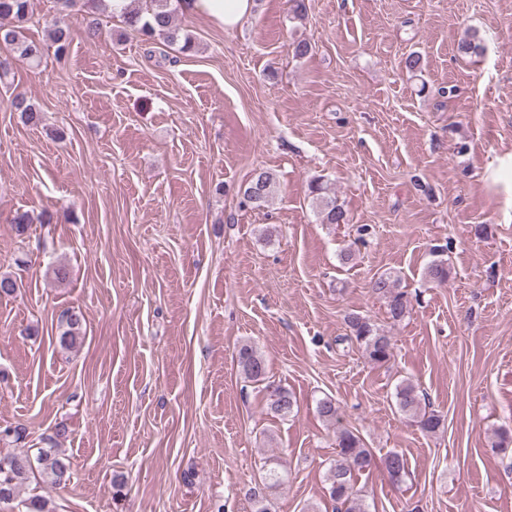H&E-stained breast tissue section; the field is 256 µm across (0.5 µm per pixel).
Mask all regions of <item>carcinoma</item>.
Here are the masks:
<instances>
[{
  "mask_svg": "<svg viewBox=\"0 0 512 512\" xmlns=\"http://www.w3.org/2000/svg\"><path fill=\"white\" fill-rule=\"evenodd\" d=\"M60 5L58 16L51 21V37L57 45V52L63 53L70 45L71 9L76 0H57ZM174 0H133L134 7L122 15L124 24L146 37L148 41L157 39L174 44L183 40L182 50L190 51L194 42L188 35H179L174 23ZM30 0H0V46L9 48L22 60L33 63L40 59L42 48L25 36L29 21ZM310 194L318 208V215L324 224H348L350 218L343 205L330 187L319 181H313ZM274 192L273 178L267 172H259L247 183L242 195L244 201L260 209L267 205ZM425 278L441 284L448 281V263L434 259L425 269ZM374 293L384 297L389 318L401 321L411 310L408 293L400 288L399 279L390 274H382L372 283ZM67 329L59 336V344L68 350L82 339L81 318L75 313L66 315ZM349 334L342 337L363 350L367 358L375 364H384L392 356V338L375 327L370 320L360 314L347 317ZM237 362L245 378L264 386L267 410L276 418L284 420L294 411L296 400L288 389L269 380L267 366L263 356L250 343H243L237 351ZM399 409L411 417L423 431L435 433L444 426L442 415L436 411L421 409V398L417 387L410 381L401 382L396 389ZM41 467L42 474L54 485L66 483L69 479L70 464L54 448H40L36 456L25 455L0 456V503L12 502L19 487L31 473L33 464ZM389 477L402 481L408 473L407 460L398 451H392L383 460ZM375 465V457L360 436L350 430L339 432L336 439V461L328 471V495L335 512H366L363 499L355 487V476L370 470Z\"/></svg>",
  "mask_w": 512,
  "mask_h": 512,
  "instance_id": "obj_1",
  "label": "carcinoma"
}]
</instances>
